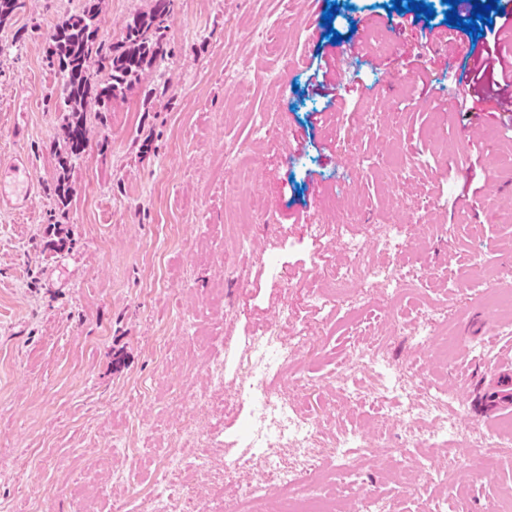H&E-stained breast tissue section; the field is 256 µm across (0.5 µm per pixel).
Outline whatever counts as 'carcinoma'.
I'll list each match as a JSON object with an SVG mask.
<instances>
[{
  "instance_id": "carcinoma-1",
  "label": "carcinoma",
  "mask_w": 512,
  "mask_h": 512,
  "mask_svg": "<svg viewBox=\"0 0 512 512\" xmlns=\"http://www.w3.org/2000/svg\"><path fill=\"white\" fill-rule=\"evenodd\" d=\"M171 2L153 0L149 11L126 22L121 39L114 43L106 42L100 33L101 0H86L81 13L49 34L50 64L57 66L62 87L58 109L67 113L63 164L84 150L88 104L93 101L99 110H106L161 66Z\"/></svg>"
}]
</instances>
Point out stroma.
<instances>
[{
  "label": "stroma",
  "instance_id": "1",
  "mask_svg": "<svg viewBox=\"0 0 512 512\" xmlns=\"http://www.w3.org/2000/svg\"><path fill=\"white\" fill-rule=\"evenodd\" d=\"M386 2L173 0L162 67L109 112H89L86 146L65 168L47 34L83 0H26L0 26V164L25 155L36 182L25 214L0 211V512H152L160 494L183 512L186 488L197 512H226L221 484L264 476L249 438L259 410L239 374L262 325L289 353L274 390L326 434L367 436L339 512H366L373 495L387 512L437 501L492 512L512 497V456L445 438L429 453L406 448L398 422L378 430L370 401L336 396L358 327L386 345V366L364 381L455 389L462 434L512 422V409L481 416L512 361V330L486 299L512 271V177L491 168L512 131L459 109L489 38L446 24L442 0H429L431 20ZM150 4L102 0L104 38ZM240 166L263 215L224 197ZM316 219L328 224L318 238ZM342 220L354 235L405 223L408 249L366 242L382 276L348 284L344 307L311 303L341 259ZM426 306L447 307L454 360L416 337ZM185 426L172 450L168 433ZM175 453L180 465L167 466ZM423 460L453 465L451 482L418 476Z\"/></svg>",
  "mask_w": 512,
  "mask_h": 512
}]
</instances>
